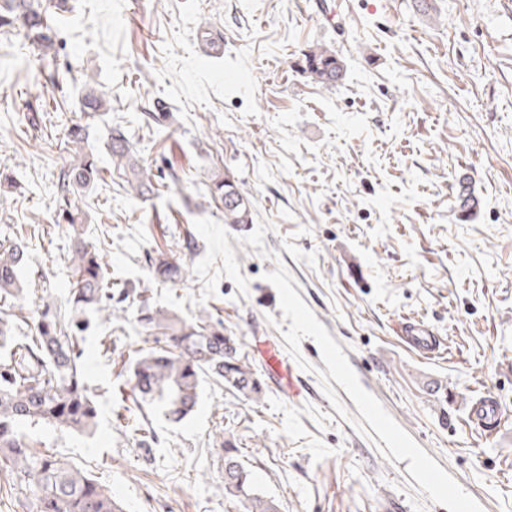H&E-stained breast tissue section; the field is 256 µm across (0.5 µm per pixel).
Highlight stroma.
I'll return each instance as SVG.
<instances>
[{
    "instance_id": "1",
    "label": "stroma",
    "mask_w": 512,
    "mask_h": 512,
    "mask_svg": "<svg viewBox=\"0 0 512 512\" xmlns=\"http://www.w3.org/2000/svg\"><path fill=\"white\" fill-rule=\"evenodd\" d=\"M327 5L335 24L308 0H64L48 61L22 30H0V172L17 184L0 188V229L44 227L23 239L13 336L68 298L56 177L78 125L100 175L75 204L86 241L108 245L113 289L223 320L262 385L246 397L204 379L194 413L168 422L131 391L154 334L138 300L92 314L97 431L30 435L122 512H239L226 437L280 512H431L439 470L471 496L512 500V420L490 437L468 418L488 391L512 416V0ZM318 45L345 64L336 87L305 69ZM91 93L111 111H85ZM118 125L158 176L149 197L116 175ZM216 172L249 197L251 223H225ZM153 257L181 279L157 278ZM406 318L439 337L438 356L402 344ZM259 340L280 349L299 396L267 373Z\"/></svg>"
}]
</instances>
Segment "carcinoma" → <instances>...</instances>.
<instances>
[{
	"instance_id": "cac0c4a2",
	"label": "carcinoma",
	"mask_w": 512,
	"mask_h": 512,
	"mask_svg": "<svg viewBox=\"0 0 512 512\" xmlns=\"http://www.w3.org/2000/svg\"><path fill=\"white\" fill-rule=\"evenodd\" d=\"M53 7L45 0H0V25L19 24L31 44L49 48L55 31L47 19ZM306 70L325 87H333L345 75L336 54L316 46L305 58ZM109 150L124 164L126 183L135 195L155 192L151 170L129 161L126 132L119 126L109 132ZM97 175L94 163L85 159L58 174V200L66 212L73 236L68 309L59 313L45 305L33 319L32 335L20 341L11 336L15 317L11 300L22 293L19 272L24 258L21 240L7 234L0 238V469L9 471L13 485L31 494L33 512H122L112 493L79 469L53 455L32 451L31 439L22 433L27 425L90 434L98 424V408L83 377L84 350L79 344L87 328L82 315L112 307V283L100 249L87 243L68 211L72 197L86 189ZM214 194L224 201V223L248 224L249 199L226 176L213 178ZM155 274L164 280L181 275L179 267L164 258L155 259ZM161 331L165 345L141 350L131 374L132 389L143 404L160 401L172 423L187 418L198 404L204 377L244 394L258 392L250 364L234 340L224 335V323L199 317L188 323L175 313L157 310L143 317ZM224 450V496L238 499L243 512H279L271 497L253 492L250 473L231 440Z\"/></svg>"
}]
</instances>
